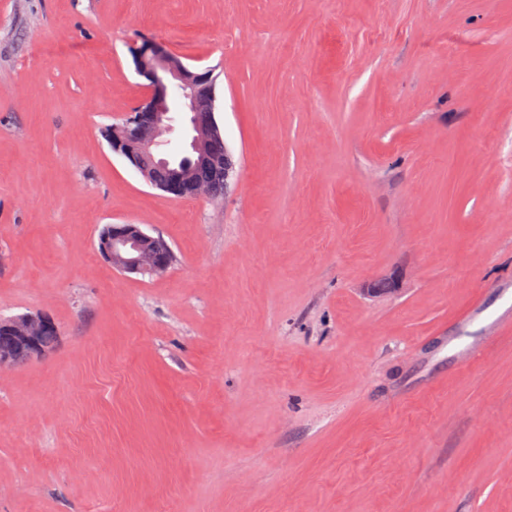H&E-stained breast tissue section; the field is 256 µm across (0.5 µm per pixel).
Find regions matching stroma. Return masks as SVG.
Wrapping results in <instances>:
<instances>
[{
	"label": "stroma",
	"mask_w": 512,
	"mask_h": 512,
	"mask_svg": "<svg viewBox=\"0 0 512 512\" xmlns=\"http://www.w3.org/2000/svg\"><path fill=\"white\" fill-rule=\"evenodd\" d=\"M212 69L175 199L103 136L134 48ZM110 224L175 261L128 274ZM393 282L368 293L370 283ZM512 0H0V512H512ZM1 326L13 336H9L12 341L11 346L0 345V370L15 366L19 354L23 355L19 358L18 364L26 361L25 356L30 359L42 356L46 352V347L43 345V333L46 330L44 336L45 345L48 348L55 344L58 336L57 328L50 329L55 326V323L43 314H25L6 321L1 319Z\"/></svg>",
	"instance_id": "35a3bbf8"
}]
</instances>
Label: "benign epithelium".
Returning a JSON list of instances; mask_svg holds the SVG:
<instances>
[{
	"label": "benign epithelium",
	"instance_id": "obj_1",
	"mask_svg": "<svg viewBox=\"0 0 512 512\" xmlns=\"http://www.w3.org/2000/svg\"><path fill=\"white\" fill-rule=\"evenodd\" d=\"M134 60L138 75L146 80L147 95L137 108L124 115L122 123L112 126V152L122 156L142 175L145 174L140 164L143 156L163 160V135L175 130L168 113L169 94L179 88L188 112V149L200 163L213 167L220 164L211 149L214 141L222 139L214 117L212 70L189 68L153 40H146L135 49ZM152 186L170 197L182 195L188 187L194 188L198 196L206 194L204 188L194 184L189 167L173 169L167 181L154 182ZM99 250L125 273L143 275L161 270L159 238L145 233L138 224L112 225V232L100 237ZM54 326L52 319L43 314H25L1 321L0 327L11 333L12 344L0 345V370L15 366L21 354L30 359L43 355L46 352L43 333Z\"/></svg>",
	"mask_w": 512,
	"mask_h": 512
}]
</instances>
